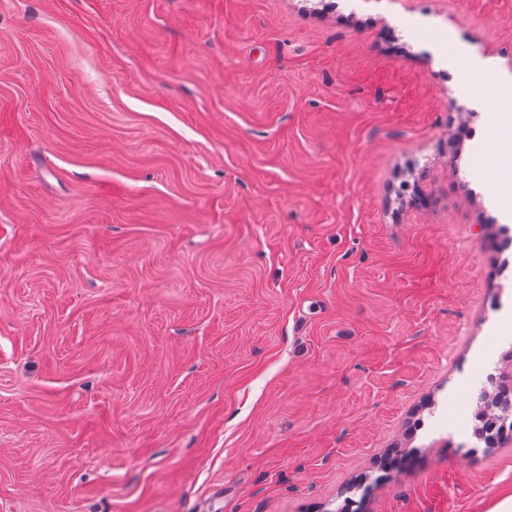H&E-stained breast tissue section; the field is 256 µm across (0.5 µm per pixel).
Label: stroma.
<instances>
[{
	"label": "stroma",
	"mask_w": 512,
	"mask_h": 512,
	"mask_svg": "<svg viewBox=\"0 0 512 512\" xmlns=\"http://www.w3.org/2000/svg\"><path fill=\"white\" fill-rule=\"evenodd\" d=\"M490 103L512 0H0V512H496ZM484 408L485 409L480 410L477 413V415L482 418L486 417L487 415L490 417H488L485 420L480 421L475 416V419L480 422V424H478L479 425L478 426V435L483 438L486 446H488L493 441V438H494L493 434H495V433L497 434L498 431L503 428L504 422L502 421V412L497 406H495L497 411L493 412V413L492 412L487 413L486 409L489 408V406H484ZM497 424H498V427L492 431V429L495 426H497Z\"/></svg>",
	"instance_id": "1"
}]
</instances>
